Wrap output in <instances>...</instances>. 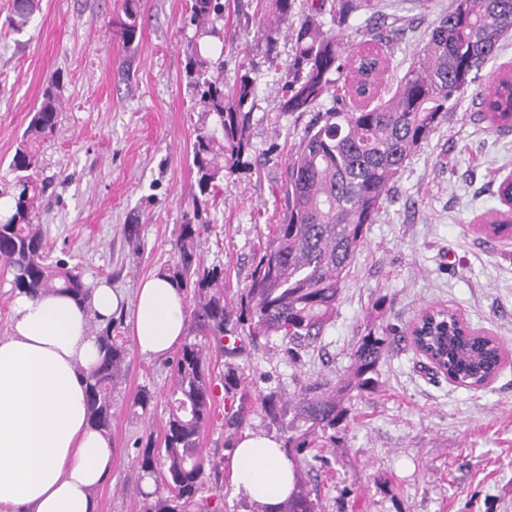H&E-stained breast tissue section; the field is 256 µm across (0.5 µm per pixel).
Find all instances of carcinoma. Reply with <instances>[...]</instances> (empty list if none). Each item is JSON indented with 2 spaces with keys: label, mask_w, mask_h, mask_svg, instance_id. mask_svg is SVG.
Instances as JSON below:
<instances>
[{
  "label": "carcinoma",
  "mask_w": 512,
  "mask_h": 512,
  "mask_svg": "<svg viewBox=\"0 0 512 512\" xmlns=\"http://www.w3.org/2000/svg\"><path fill=\"white\" fill-rule=\"evenodd\" d=\"M372 0H307L293 33L294 52L288 62L280 112L315 113L291 149L281 173V222L253 254L249 280L235 297H224V269L207 264L205 244L212 224L203 212L224 193V178L244 165L251 150L247 137L255 101L251 81L243 74L224 89V59L213 40L224 31L221 0H190L183 29L187 88L201 107L192 164L199 193L193 216L179 225L172 264L161 273L192 301L187 307L188 332L169 362L171 382L164 394L167 419L161 436L137 440L132 459L138 480L133 490L143 512H205L204 493L210 475L222 461L203 448L202 435L214 424L219 400L216 380L224 387V446H234L253 402L271 421L292 414L282 448L294 468L288 498L275 505L254 504L251 512H323L319 496L309 489L311 473L329 448L332 431L349 418L347 403L377 389L379 365L392 339L388 329L371 325L356 341L349 370L338 379L323 375L293 379L294 391L261 390L247 381L237 359L246 347H267L280 341L292 361L316 347L336 314L354 255L370 225L391 202L390 191L412 154L453 111L465 90L496 57L498 43L512 30V0H455L432 23L426 39L399 78L395 90L383 96L379 76L389 68L388 36L361 43L356 52L336 35L323 30L318 17L329 14L342 25ZM296 0H271V11L259 19L264 32L294 15ZM38 8V0H13L8 23L19 30ZM125 19L113 22V34L130 43L138 29L135 0H125ZM479 112L489 126L512 131V71L496 76L489 92L478 96ZM60 101L55 82L44 88L10 169L15 173V212L0 221V265L11 275V287L32 294L59 289L79 303L92 288L75 267L50 263L47 230L34 223L36 197L48 182L34 172L41 142L53 135ZM488 236L512 238V207L493 220ZM422 336L412 337L453 382L479 388L498 373L501 347L495 339L459 324L451 311L424 323ZM101 340L103 356L88 377L86 407L93 427L112 431L119 401L128 414L143 418L157 396L148 388L121 396L130 363V348L122 336V317L106 325L91 320ZM224 360L215 375L212 363ZM240 398L235 404L233 400ZM151 480L153 490L143 487Z\"/></svg>",
  "instance_id": "obj_1"
}]
</instances>
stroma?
Instances as JSON below:
<instances>
[{"mask_svg": "<svg viewBox=\"0 0 512 512\" xmlns=\"http://www.w3.org/2000/svg\"><path fill=\"white\" fill-rule=\"evenodd\" d=\"M376 2L334 32L352 44L382 25L393 37L382 77L392 90L453 0ZM124 3L40 0L17 31L6 23L12 0H0V196L13 191L10 161L44 87L58 78L62 108L38 161L40 177L54 181L38 201L48 258L78 267L86 283L110 281L129 303L141 280L171 262L178 226L192 210L198 114L185 87L188 0H138L139 28L129 46L112 33ZM257 8V0H224V83L249 74L257 103L248 131L251 166L225 179L223 200L209 210L207 260L223 266L231 293L245 286L253 252L281 220L282 168L309 120L274 107L293 43L286 28L275 31L278 59L269 63L247 26ZM486 86L483 77L470 85L407 161L394 203L353 258L320 350L298 363L264 350L239 360L252 377L271 375L290 392L294 376L343 374L367 321L396 327L379 390L355 401L354 420L328 452L339 479L317 477L325 512H512V242L482 231L502 209L499 183L512 177V131L478 118L477 96ZM132 221L141 227L137 252L123 235ZM431 307L456 311L500 342L502 365L488 385L450 382L412 345L407 329ZM168 383L165 360L131 353L126 395L143 387L160 395ZM215 415L202 442L225 463L208 504L249 512L231 484L223 409ZM166 418L158 404L149 419L122 412L113 420L117 455L97 492L100 512H141L131 492L135 443L160 433Z\"/></svg>", "mask_w": 512, "mask_h": 512, "instance_id": "obj_1", "label": "stroma"}]
</instances>
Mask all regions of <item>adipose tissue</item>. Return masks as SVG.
<instances>
[{
    "instance_id": "obj_1",
    "label": "adipose tissue",
    "mask_w": 512,
    "mask_h": 512,
    "mask_svg": "<svg viewBox=\"0 0 512 512\" xmlns=\"http://www.w3.org/2000/svg\"><path fill=\"white\" fill-rule=\"evenodd\" d=\"M123 297L107 283L90 303L60 292L13 291L0 334V512H99L97 490L112 472V438L93 429L86 380L100 361L90 316L107 321ZM131 338L144 358L169 356L186 334L182 292L156 273L137 288ZM238 494L261 504L287 499L293 467L281 444L248 434L232 457Z\"/></svg>"
}]
</instances>
